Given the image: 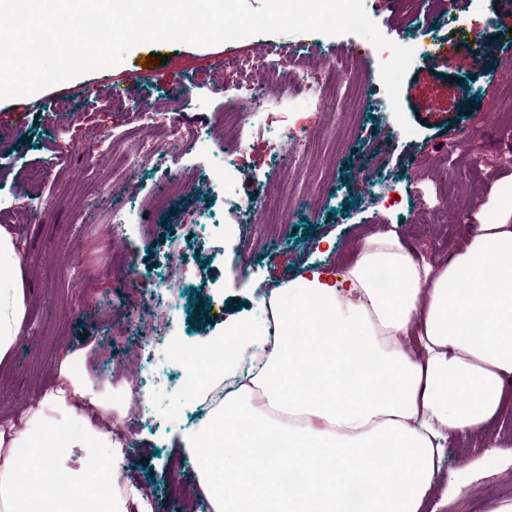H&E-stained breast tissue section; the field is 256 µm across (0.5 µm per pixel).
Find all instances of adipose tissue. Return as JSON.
I'll return each instance as SVG.
<instances>
[{"instance_id":"adipose-tissue-1","label":"adipose tissue","mask_w":512,"mask_h":512,"mask_svg":"<svg viewBox=\"0 0 512 512\" xmlns=\"http://www.w3.org/2000/svg\"><path fill=\"white\" fill-rule=\"evenodd\" d=\"M475 207L492 220L472 225L448 260L417 262L395 234L372 233L349 260L270 292L273 322L225 325L212 372L224 399L185 437L213 512H438L448 436L481 433L512 393V176ZM381 271L388 287L376 284ZM25 315L21 247L0 226V364ZM74 360L60 366L64 386L0 430V512H126L106 489L112 464L100 451L111 432L76 413L84 401L110 406L72 372ZM54 414L69 425L61 443ZM16 448L27 449L24 464ZM50 471L65 476L68 495H44Z\"/></svg>"}]
</instances>
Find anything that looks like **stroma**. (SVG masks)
I'll list each match as a JSON object with an SVG mask.
<instances>
[{
	"label": "stroma",
	"mask_w": 512,
	"mask_h": 512,
	"mask_svg": "<svg viewBox=\"0 0 512 512\" xmlns=\"http://www.w3.org/2000/svg\"><path fill=\"white\" fill-rule=\"evenodd\" d=\"M497 0H456L447 21H415V29L437 40L439 52L460 42L495 39L497 51L480 64L459 56L451 67L411 63L400 90L403 121H396L380 77L359 73L363 88L358 111L337 125L334 113L299 104H271L267 93L239 101L256 113L260 129L244 128L246 174L227 186L215 185L210 155L224 143L211 140L196 148L143 159L115 195L100 191L112 174V155L91 152L97 141L124 134L156 139L159 127L139 126L138 104L148 102L165 117L206 130L213 112L236 99L223 82L224 65L240 63L248 76L255 58L269 46L305 56L314 83L327 82L325 62L356 46L363 55L374 47L355 35L267 34L209 46L180 43L142 44L114 66L81 74L37 96L0 100V226L22 246L27 321L0 371V427L36 405L59 380L67 351L83 355L81 370L91 381L110 378L113 370L132 367L141 374L146 362L166 386L144 384L140 394L150 414L132 424L126 465L134 479L151 489L148 512H174L169 487L174 478L195 485L196 473L183 436L201 427L209 404L179 387L181 369L173 360L177 346L208 348L224 333V322L256 320L263 294L318 265H332L347 242L363 232L394 231L411 255L438 262L461 247L470 232L471 203L488 199L496 182L512 175V33L501 29ZM159 58L150 76L140 61ZM345 84L344 74L333 77ZM70 109L56 111L58 98ZM409 130H402V123ZM290 128L336 136V155L322 177L306 164L287 163L272 145L274 132ZM456 131L455 169L445 194H434L431 179L443 170L440 150ZM186 168L201 196L174 200L164 213L151 215L146 203L167 170ZM432 196L454 221L419 224V198ZM287 201L278 223H267L257 210L240 213L233 237H225L229 206L239 200ZM113 209L137 212L113 244L127 266L91 268L76 280L60 282L58 270L84 248L97 214ZM185 258L186 276L175 277L168 248ZM153 296V318H131V297ZM110 347L100 359L99 347ZM512 446V400L498 423L475 437H454L439 478L440 485L468 473L472 481L443 512H486L493 499H512V463L485 470L482 456L493 445Z\"/></svg>",
	"instance_id": "35a3bbf8"
}]
</instances>
